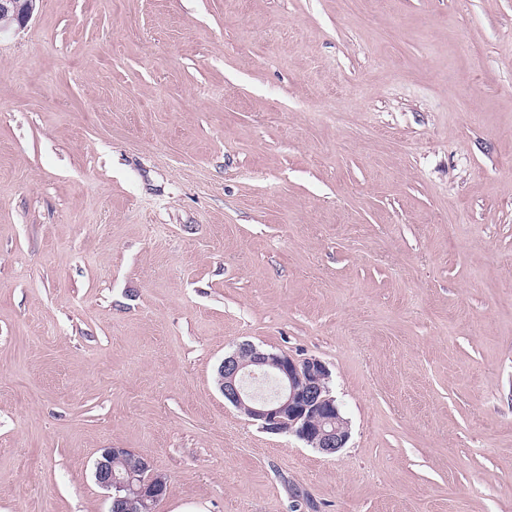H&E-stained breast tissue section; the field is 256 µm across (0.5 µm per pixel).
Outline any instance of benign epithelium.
Returning a JSON list of instances; mask_svg holds the SVG:
<instances>
[{
	"instance_id": "7a95c632",
	"label": "benign epithelium",
	"mask_w": 512,
	"mask_h": 512,
	"mask_svg": "<svg viewBox=\"0 0 512 512\" xmlns=\"http://www.w3.org/2000/svg\"><path fill=\"white\" fill-rule=\"evenodd\" d=\"M35 0H0V18L25 25ZM331 372L315 357L295 359L240 345L224 357L217 384L224 399L273 433H291L324 454L347 444L349 423L332 395ZM124 459L117 471L112 460ZM96 483L109 491V512H148L167 490L166 479L126 448H106L94 464Z\"/></svg>"
}]
</instances>
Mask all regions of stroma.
<instances>
[{
	"mask_svg": "<svg viewBox=\"0 0 512 512\" xmlns=\"http://www.w3.org/2000/svg\"><path fill=\"white\" fill-rule=\"evenodd\" d=\"M316 357L325 455L225 402ZM512 512V0H37L0 32V512ZM115 456V467L112 460ZM96 483L109 491L108 512H149L167 490L166 479L152 472L150 464L141 456L126 448H106L94 464ZM113 491V492H112Z\"/></svg>",
	"mask_w": 512,
	"mask_h": 512,
	"instance_id": "obj_1",
	"label": "stroma"
}]
</instances>
